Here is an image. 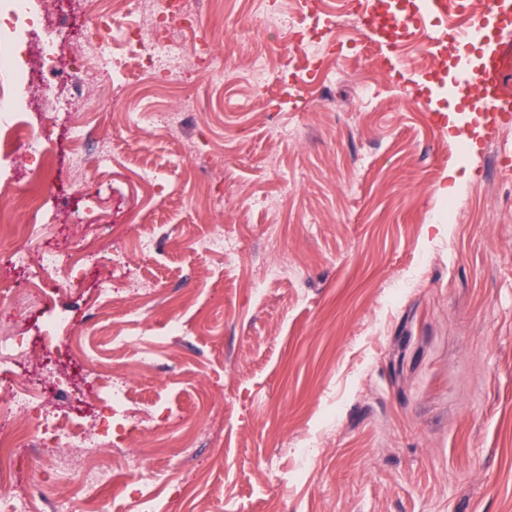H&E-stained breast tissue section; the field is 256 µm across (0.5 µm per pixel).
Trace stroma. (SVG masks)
I'll use <instances>...</instances> for the list:
<instances>
[{"label": "stroma", "mask_w": 512, "mask_h": 512, "mask_svg": "<svg viewBox=\"0 0 512 512\" xmlns=\"http://www.w3.org/2000/svg\"><path fill=\"white\" fill-rule=\"evenodd\" d=\"M203 14L189 46L229 55L221 80L188 67L183 90L207 101L179 126L143 129L116 120L137 107H177L178 92L117 95L88 113L112 171L69 165L67 104L35 108L33 123L55 142L43 185L28 184L33 146L0 175L16 187L0 241L17 237L38 200L55 214L33 250L66 251L68 226L87 198L102 205L79 287L56 297L77 351H42L46 316L35 304L0 311V332L30 337L10 374L34 376L86 355L129 379L140 399L178 410L181 421L117 428L122 475L100 497L131 512L140 493L156 512H512V123L484 135L431 64L425 40L398 52L321 23L323 56L336 74L275 76L277 91L250 86L249 57L286 54L284 26L253 27L248 0H221ZM182 90V91H183ZM297 129V139L273 128ZM163 166L151 196L131 170ZM456 174L457 217L439 189ZM224 199L207 210L203 193ZM157 227L149 256L135 250L142 225ZM223 230L233 251L202 255L198 241ZM112 301L95 305L99 279ZM154 279L144 303L130 285ZM186 325L168 333L170 321ZM133 343L113 352L115 326ZM310 449L302 460L299 449ZM13 489L43 482L66 500L72 468L47 469L16 450Z\"/></svg>", "instance_id": "1"}]
</instances>
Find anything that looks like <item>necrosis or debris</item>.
<instances>
[{
  "label": "necrosis or debris",
  "instance_id": "obj_1",
  "mask_svg": "<svg viewBox=\"0 0 512 512\" xmlns=\"http://www.w3.org/2000/svg\"><path fill=\"white\" fill-rule=\"evenodd\" d=\"M48 0H0V149L30 139H40L41 159L27 177L44 178L54 154L51 139L39 138L29 118L32 102L53 103L66 96L69 104L89 108L90 87L101 66H108L116 80H144L163 67L169 84L178 86L191 63L182 34L192 31L213 0H158L157 17L141 18L142 0H81L86 23L93 31L85 45H72L58 36L45 9ZM99 205H90L73 226V245L67 256L44 250L32 256L35 228L9 242L16 264L26 267L30 292L49 298L60 287L76 285V271L84 261L86 231L97 221ZM99 404L97 415L76 419L68 412L46 410L41 389L21 378L0 389V414H9L12 425L0 428V512H33L40 485L18 495L10 490L8 477L14 467L13 452L21 441L33 445L34 454L47 448H76L82 456L111 445L112 425L135 421L151 428L154 411L136 407L126 381L95 376L92 379ZM114 471L106 466H87L76 486L83 512H105L99 497L111 484Z\"/></svg>",
  "mask_w": 512,
  "mask_h": 512
}]
</instances>
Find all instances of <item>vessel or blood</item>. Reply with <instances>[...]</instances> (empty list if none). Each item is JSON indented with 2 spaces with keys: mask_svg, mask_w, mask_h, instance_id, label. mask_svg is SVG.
Masks as SVG:
<instances>
[{
  "mask_svg": "<svg viewBox=\"0 0 512 512\" xmlns=\"http://www.w3.org/2000/svg\"><path fill=\"white\" fill-rule=\"evenodd\" d=\"M387 9L397 37L415 26L428 29L430 48L442 49L449 38L460 44L453 62V93L465 109L481 116L487 132L512 122V90L501 79L512 65V0H486L479 18L449 34L429 27L432 18L446 14V0H412L405 15L397 13L394 0Z\"/></svg>",
  "mask_w": 512,
  "mask_h": 512,
  "instance_id": "b4317fda",
  "label": "vessel or blood"
}]
</instances>
